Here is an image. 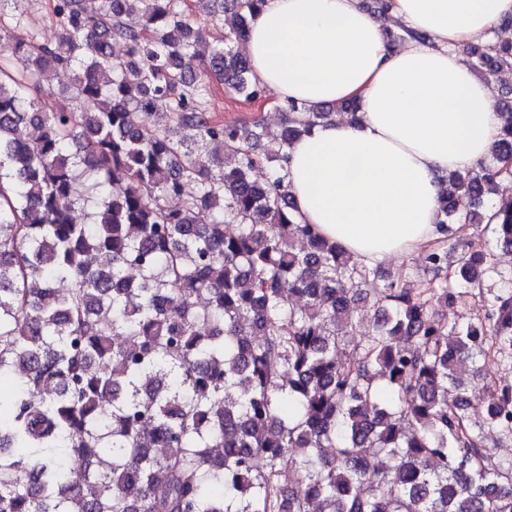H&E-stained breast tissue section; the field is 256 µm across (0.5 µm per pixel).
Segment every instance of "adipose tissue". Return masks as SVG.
<instances>
[{
	"label": "adipose tissue",
	"instance_id": "adipose-tissue-1",
	"mask_svg": "<svg viewBox=\"0 0 512 512\" xmlns=\"http://www.w3.org/2000/svg\"><path fill=\"white\" fill-rule=\"evenodd\" d=\"M390 14L413 33L392 50L362 0H265L244 42L277 104H358L356 120L294 141L285 183L302 223L368 265L442 239L441 175L489 158L503 121L458 49L511 17L512 0H392Z\"/></svg>",
	"mask_w": 512,
	"mask_h": 512
}]
</instances>
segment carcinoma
<instances>
[{"mask_svg": "<svg viewBox=\"0 0 512 512\" xmlns=\"http://www.w3.org/2000/svg\"><path fill=\"white\" fill-rule=\"evenodd\" d=\"M263 3L217 0L207 61L176 0H54L38 46L0 29L19 68L0 66V512H512V462L484 463L486 435L512 438V381L472 385L490 354L512 363V204L490 203L512 113L439 199L438 223L493 244L451 269L436 245L406 288L298 222L287 149L333 108L290 103L275 131L201 109L214 80L260 97L234 44ZM463 54L490 85L512 69V42ZM52 67L80 109L30 98ZM475 290L477 319L437 318ZM451 230L459 229L456 231L454 237L460 245H465L470 241H476L478 238L484 240H492L490 229L485 224H449ZM460 227V228H459Z\"/></svg>", "mask_w": 512, "mask_h": 512, "instance_id": "1", "label": "carcinoma"}]
</instances>
